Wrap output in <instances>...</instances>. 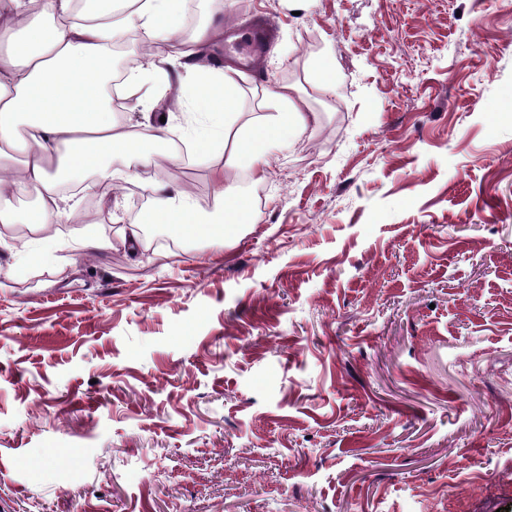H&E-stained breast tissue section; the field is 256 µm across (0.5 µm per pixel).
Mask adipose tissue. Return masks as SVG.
I'll use <instances>...</instances> for the list:
<instances>
[{
	"label": "adipose tissue",
	"mask_w": 512,
	"mask_h": 512,
	"mask_svg": "<svg viewBox=\"0 0 512 512\" xmlns=\"http://www.w3.org/2000/svg\"><path fill=\"white\" fill-rule=\"evenodd\" d=\"M28 2L0 6V223L38 225L50 217L72 222L75 207L61 188L67 181L100 189L101 219L110 222L113 195L145 163L135 139L165 146L174 128L148 115L134 124L115 117L101 93L114 68L109 45L136 30L154 47L145 65L127 75V88L163 75L173 58L160 45L178 33L185 0H93L87 13L76 11L74 0H39L35 13ZM221 36L220 26H203L181 54L198 109L207 116L198 141L261 182L268 156L289 148L318 115L295 85L279 84L267 92L278 111L234 127L238 82L197 61ZM115 157L122 158V167L111 166ZM212 178L216 189L207 207L186 189L155 182L146 222L182 232L208 227L223 237L225 225L243 222L244 199L237 184L225 181L223 169H214ZM28 196L37 207L19 214L12 201Z\"/></svg>",
	"instance_id": "adipose-tissue-1"
}]
</instances>
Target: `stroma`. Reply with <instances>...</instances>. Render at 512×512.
I'll use <instances>...</instances> for the list:
<instances>
[{
	"label": "stroma",
	"instance_id": "35a3bbf8",
	"mask_svg": "<svg viewBox=\"0 0 512 512\" xmlns=\"http://www.w3.org/2000/svg\"><path fill=\"white\" fill-rule=\"evenodd\" d=\"M257 16L237 123L283 83L319 121L249 182L254 223L148 257L118 229L157 179L212 199L174 67L122 111L181 94L184 150L136 141L153 172L111 223L84 196L0 247L29 248L0 281V512H512V0H224ZM271 35L272 27L268 25L254 30L241 44L233 42V37H230L229 43L224 45V51L229 53L230 49L237 50L244 56L246 65L254 67L265 56ZM314 69L317 76V89L324 93L336 90V69L326 56H317L314 59Z\"/></svg>",
	"mask_w": 512,
	"mask_h": 512
}]
</instances>
